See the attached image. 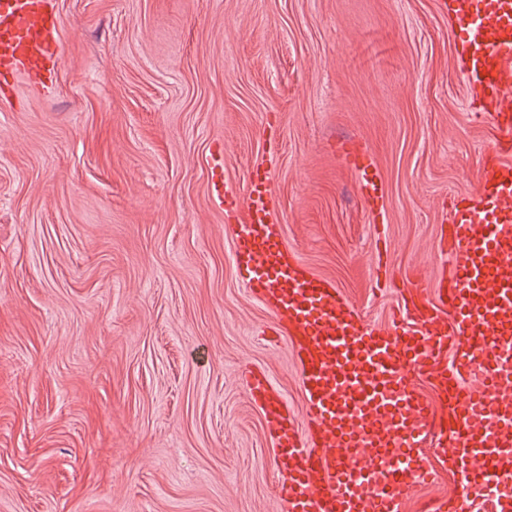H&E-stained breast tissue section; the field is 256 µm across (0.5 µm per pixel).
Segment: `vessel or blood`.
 Segmentation results:
<instances>
[{
  "mask_svg": "<svg viewBox=\"0 0 512 512\" xmlns=\"http://www.w3.org/2000/svg\"><path fill=\"white\" fill-rule=\"evenodd\" d=\"M440 4L473 112L496 138L437 243L448 273L404 290L391 323L369 322L288 247L268 169L251 172L241 198L224 186L223 156L211 167L219 208L245 212L231 231L236 277L270 312L303 396L298 416L269 375L244 377L272 442L282 512H401L433 475L434 453L462 483L426 512H512V0ZM61 64L55 0H0V96L20 77L48 87ZM345 159L383 227L375 166L358 147Z\"/></svg>",
  "mask_w": 512,
  "mask_h": 512,
  "instance_id": "b4317fda",
  "label": "vessel or blood"
}]
</instances>
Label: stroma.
<instances>
[{
	"label": "stroma",
	"mask_w": 512,
	"mask_h": 512,
	"mask_svg": "<svg viewBox=\"0 0 512 512\" xmlns=\"http://www.w3.org/2000/svg\"><path fill=\"white\" fill-rule=\"evenodd\" d=\"M49 95L0 103V512H280L240 382L302 398L238 281L210 162L246 194L270 166L285 240L372 322L473 189L468 110L439 0H57ZM359 145L388 194L376 230ZM395 285L372 288L377 238Z\"/></svg>",
	"instance_id": "obj_1"
}]
</instances>
